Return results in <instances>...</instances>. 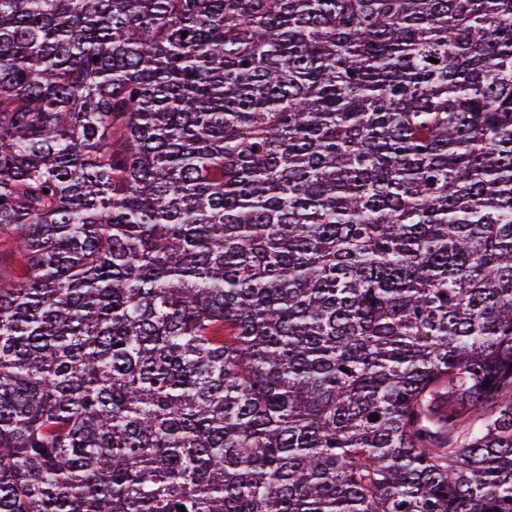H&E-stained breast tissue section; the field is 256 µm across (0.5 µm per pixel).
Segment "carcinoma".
I'll return each instance as SVG.
<instances>
[{
    "instance_id": "obj_1",
    "label": "carcinoma",
    "mask_w": 512,
    "mask_h": 512,
    "mask_svg": "<svg viewBox=\"0 0 512 512\" xmlns=\"http://www.w3.org/2000/svg\"><path fill=\"white\" fill-rule=\"evenodd\" d=\"M2 238L0 512H512V0H0Z\"/></svg>"
}]
</instances>
